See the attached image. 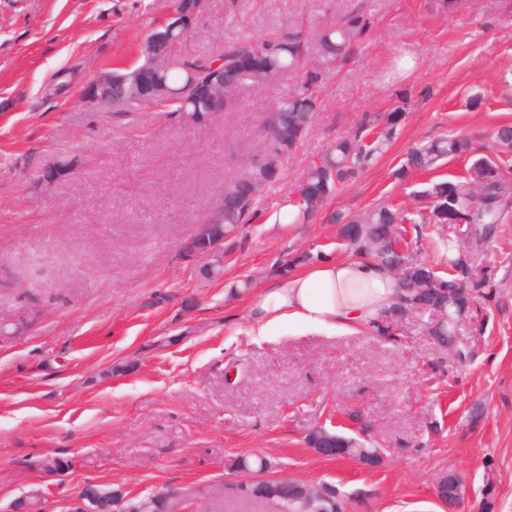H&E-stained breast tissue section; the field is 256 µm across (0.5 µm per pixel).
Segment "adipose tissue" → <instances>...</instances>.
Wrapping results in <instances>:
<instances>
[{"label":"adipose tissue","mask_w":512,"mask_h":512,"mask_svg":"<svg viewBox=\"0 0 512 512\" xmlns=\"http://www.w3.org/2000/svg\"><path fill=\"white\" fill-rule=\"evenodd\" d=\"M393 274L367 260H320L290 268L248 299L249 331L265 338L344 335L373 326L400 299Z\"/></svg>","instance_id":"1"}]
</instances>
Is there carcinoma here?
I'll return each mask as SVG.
<instances>
[{
    "instance_id": "cac0c4a2",
    "label": "carcinoma",
    "mask_w": 512,
    "mask_h": 512,
    "mask_svg": "<svg viewBox=\"0 0 512 512\" xmlns=\"http://www.w3.org/2000/svg\"><path fill=\"white\" fill-rule=\"evenodd\" d=\"M369 29L370 22L359 13H352L337 24L319 27L317 58L314 60L303 42L302 31L291 27L274 31L259 41L242 40L221 51V56L231 64L224 70V80L235 83L238 90L256 79L287 73H300L304 79L280 97L269 115L271 135L265 145L268 163H250L244 173L225 181L219 210L221 225L217 232L227 234L249 222L254 200L278 177L284 161L306 133L317 110V99L312 90L314 68L345 60L365 39ZM169 51L173 53V61L164 79L170 95L162 97L159 105L178 113L183 124L197 126L206 103L196 94L194 78L206 68L211 58L183 56L173 44L169 45ZM403 118V108L397 106L382 116L363 119L358 132L336 142L319 163L311 166L296 186V200L291 202L297 208L296 223L311 220L358 171L385 154ZM462 157L470 161L466 176L456 181L432 183L423 192L426 206L413 213L377 204L354 214L333 211L328 216L330 223L341 225L342 238L354 253L371 257L389 268L404 263L402 302L394 307L389 317L372 326L381 335L389 336L394 332L397 327L395 317L406 313L431 316L439 306L445 310L448 319L428 328V333L442 337V343L446 345H453L458 317L476 300L484 298L485 290L493 287L488 277L475 274V263L512 206V178L504 172L499 159L478 153V148L468 137L448 135L413 148L399 175L405 176L410 169L432 170L447 159ZM406 224L414 225L419 236L425 226H469L466 242L461 244L452 237L439 241L447 274L435 271L412 255L409 249L404 255L397 253L394 243L405 238ZM336 438L340 453L368 466L379 463L382 458L379 448L374 445L366 446L356 438L341 434ZM233 467L257 472L269 469L273 464L264 457L242 456ZM275 484L280 487L279 505L282 512H287L288 506L296 500L301 483L277 480ZM167 492L169 489L162 487L148 496L131 498L121 506L118 505L121 496L112 493L107 503L119 512H163Z\"/></svg>"
}]
</instances>
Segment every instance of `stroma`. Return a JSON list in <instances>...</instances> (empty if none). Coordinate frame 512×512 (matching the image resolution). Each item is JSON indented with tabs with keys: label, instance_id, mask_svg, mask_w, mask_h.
<instances>
[{
	"label": "stroma",
	"instance_id": "stroma-1",
	"mask_svg": "<svg viewBox=\"0 0 512 512\" xmlns=\"http://www.w3.org/2000/svg\"><path fill=\"white\" fill-rule=\"evenodd\" d=\"M175 0H0V314L24 318L0 339V512L36 492L42 512H71L84 484L127 496L169 485L187 512H278L241 497L227 460L261 454L270 476L330 483L346 512H512V212L478 260L496 284L459 319V363L405 315L398 335H250L247 296L307 251L336 260L332 210L379 203L415 210L458 159L400 175L408 150L449 133L493 146L512 124V0H209L181 50L213 54L301 19L364 13L371 30L321 69L320 107L253 218L223 245V272L183 244L220 203L226 178L258 157L265 119L295 76L244 86L233 109L184 126L160 107L98 112L88 83L141 63ZM416 68L398 70L403 54ZM477 107H469L472 97ZM403 106L389 150L305 224L275 215L308 168L367 114ZM71 174L43 186L49 164ZM341 423L381 446L380 464L319 454L309 433ZM67 461L47 473L48 459ZM453 471L461 498L437 496Z\"/></svg>",
	"mask_w": 512,
	"mask_h": 512
}]
</instances>
